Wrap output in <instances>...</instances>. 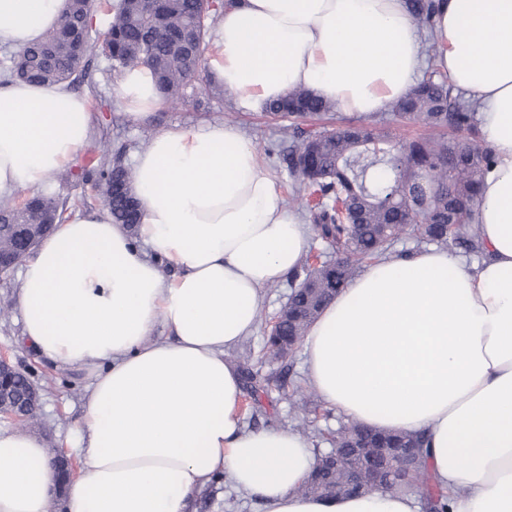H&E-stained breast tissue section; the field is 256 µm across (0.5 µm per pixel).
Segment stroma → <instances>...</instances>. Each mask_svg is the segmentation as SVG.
Segmentation results:
<instances>
[{
	"mask_svg": "<svg viewBox=\"0 0 512 512\" xmlns=\"http://www.w3.org/2000/svg\"><path fill=\"white\" fill-rule=\"evenodd\" d=\"M89 74L71 84V91L86 97L92 114L93 132L102 133L110 152H121L125 166H132L136 152L143 149L155 131L168 128L191 127L202 122L220 121L237 127L252 138L260 153L283 187H290L292 178L288 165L282 159L290 141L274 131L275 123L261 112L239 110L232 95L218 96L205 92L202 86L188 88L190 101L185 105L163 104L146 120L129 119L118 92L117 73L111 60L101 53L89 55ZM84 160L55 174L48 186L64 205L66 213L94 210L102 205L98 189L84 174ZM18 271L0 275V304L7 308L0 314V351L42 389V400L37 417L28 431L44 439L49 451L71 449L76 445V429L83 415L81 396L90 383V375L83 370L55 364L39 357L22 341V321L15 307L19 286ZM293 283L284 279L261 291V323L252 336L246 337L227 353L236 366L256 362L262 354L267 329L266 322L286 303ZM261 385L256 394L244 395L245 423L251 428L281 427L296 430L304 426L305 434L316 450H328L327 435L342 422L335 410L319 406L306 413L294 406L296 389L306 387L307 381L301 354H293L285 361L263 367Z\"/></svg>",
	"mask_w": 512,
	"mask_h": 512,
	"instance_id": "1",
	"label": "stroma"
}]
</instances>
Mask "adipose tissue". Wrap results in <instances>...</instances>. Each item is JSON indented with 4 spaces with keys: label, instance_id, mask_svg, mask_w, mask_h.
<instances>
[{
    "label": "adipose tissue",
    "instance_id": "adipose-tissue-1",
    "mask_svg": "<svg viewBox=\"0 0 512 512\" xmlns=\"http://www.w3.org/2000/svg\"><path fill=\"white\" fill-rule=\"evenodd\" d=\"M65 7L0 0V47L40 41ZM433 40L434 68L476 104L494 156L474 213L485 254L367 264L309 328L305 373L348 419L423 435L451 512H512V0H446ZM423 63L404 0H231L208 67L244 111L302 87L368 117L405 97ZM119 95L135 118L161 103L139 67ZM90 121L64 85L1 84L0 197L46 188ZM134 173L135 229L104 206L66 216L20 275L24 341L92 375L64 512H193L220 474L264 512H418L404 494L304 495L310 440L245 426L227 352L310 239L257 144L222 122L164 129ZM56 489L39 439L0 427V512H47Z\"/></svg>",
    "mask_w": 512,
    "mask_h": 512
}]
</instances>
